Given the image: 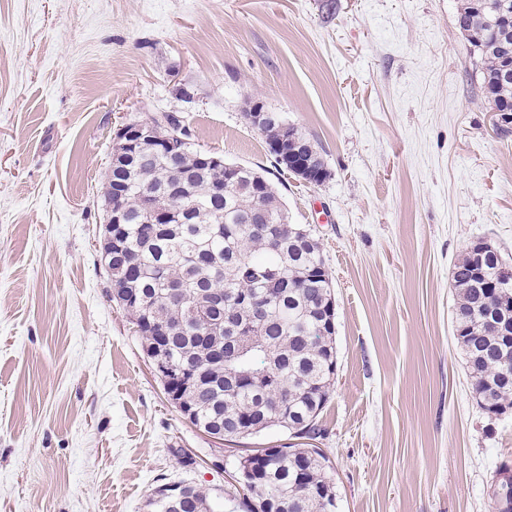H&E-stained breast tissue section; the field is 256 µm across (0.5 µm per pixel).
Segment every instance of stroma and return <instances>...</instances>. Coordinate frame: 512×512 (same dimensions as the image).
Returning a JSON list of instances; mask_svg holds the SVG:
<instances>
[{
    "label": "stroma",
    "instance_id": "obj_1",
    "mask_svg": "<svg viewBox=\"0 0 512 512\" xmlns=\"http://www.w3.org/2000/svg\"><path fill=\"white\" fill-rule=\"evenodd\" d=\"M324 2L0 0V512H148L178 481L243 494L99 252L116 128L172 111L196 148L272 170L322 245L337 375L316 445L341 512H491L512 414L470 395L450 275L480 238L512 263V128L458 0H338L328 21ZM255 102L310 138L324 182L273 170Z\"/></svg>",
    "mask_w": 512,
    "mask_h": 512
}]
</instances>
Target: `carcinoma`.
<instances>
[{
  "label": "carcinoma",
  "instance_id": "cac0c4a2",
  "mask_svg": "<svg viewBox=\"0 0 512 512\" xmlns=\"http://www.w3.org/2000/svg\"><path fill=\"white\" fill-rule=\"evenodd\" d=\"M512 0H460L456 27L481 62L482 88L493 107L512 118V78L503 79L502 43L512 48ZM187 139L177 165L146 151L140 165L112 174L105 188L129 223L112 231V301L132 319L148 359L167 357L180 371L161 378L166 393L185 405L190 422L227 441L278 428L293 442L250 449L238 459L246 512L266 500L275 512H328L337 498L328 459L313 441L323 437L320 415L336 376L335 305L319 242L288 211L264 173L238 165L224 197L213 196L226 170L200 169L211 153L192 147L180 116L163 115ZM263 182L251 193L252 180ZM172 215L151 224L142 198ZM454 337L463 350L472 393L485 414L512 409V343L484 327V286L497 280L488 258L472 268L466 252L452 269ZM493 485L496 512H512V476ZM179 512H215L202 488L189 485Z\"/></svg>",
  "mask_w": 512,
  "mask_h": 512
}]
</instances>
